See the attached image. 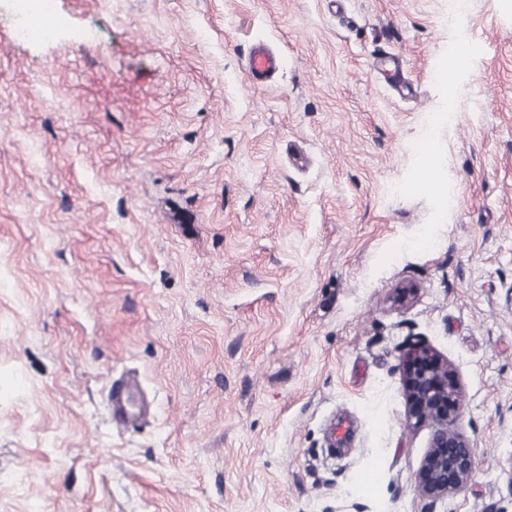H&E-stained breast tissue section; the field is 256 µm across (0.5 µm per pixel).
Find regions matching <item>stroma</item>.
Returning <instances> with one entry per match:
<instances>
[{
	"label": "stroma",
	"mask_w": 512,
	"mask_h": 512,
	"mask_svg": "<svg viewBox=\"0 0 512 512\" xmlns=\"http://www.w3.org/2000/svg\"><path fill=\"white\" fill-rule=\"evenodd\" d=\"M8 3L0 512H512V0H54L37 40ZM416 343L477 459L435 503ZM278 58L262 47L255 48L249 59L248 80L253 85L262 84L278 66ZM137 392L136 385L129 380H119L112 385L109 398L113 420L118 424H132L142 416L143 406Z\"/></svg>",
	"instance_id": "1"
}]
</instances>
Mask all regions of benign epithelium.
I'll use <instances>...</instances> for the list:
<instances>
[{"mask_svg":"<svg viewBox=\"0 0 512 512\" xmlns=\"http://www.w3.org/2000/svg\"><path fill=\"white\" fill-rule=\"evenodd\" d=\"M407 419L431 427L429 449L416 476L418 492L433 501L458 493L476 467L469 440L457 429L464 393L448 360L427 345L404 356Z\"/></svg>","mask_w":512,"mask_h":512,"instance_id":"1","label":"benign epithelium"}]
</instances>
